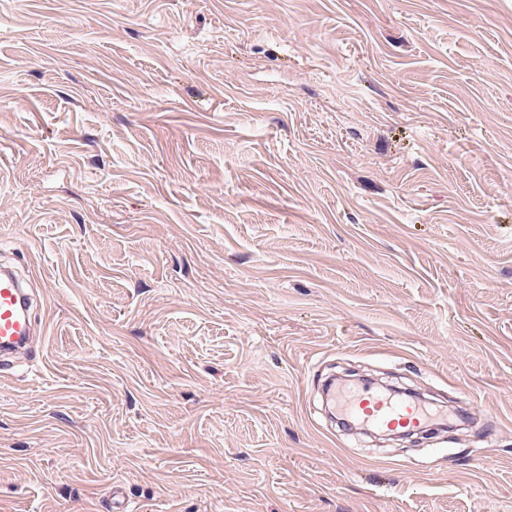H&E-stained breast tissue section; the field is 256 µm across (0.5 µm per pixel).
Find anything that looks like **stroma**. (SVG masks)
Here are the masks:
<instances>
[{
    "mask_svg": "<svg viewBox=\"0 0 512 512\" xmlns=\"http://www.w3.org/2000/svg\"><path fill=\"white\" fill-rule=\"evenodd\" d=\"M0 263V512H512V0H0ZM31 298L25 283L14 273L0 272V367L24 348L33 335L29 317ZM340 403L352 417L388 431L413 434L425 430L432 420L416 401L396 400L369 385L340 395Z\"/></svg>",
    "mask_w": 512,
    "mask_h": 512,
    "instance_id": "35a3bbf8",
    "label": "stroma"
}]
</instances>
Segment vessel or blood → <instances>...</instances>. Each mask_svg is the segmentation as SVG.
Returning <instances> with one entry per match:
<instances>
[{"instance_id": "1", "label": "vessel or blood", "mask_w": 512, "mask_h": 512, "mask_svg": "<svg viewBox=\"0 0 512 512\" xmlns=\"http://www.w3.org/2000/svg\"><path fill=\"white\" fill-rule=\"evenodd\" d=\"M31 298L24 282L13 272H0V367L24 348L33 334L29 317ZM328 397L340 403L354 418L388 431L416 433L425 430L430 412L416 401L397 400L392 396L364 387L345 394L328 388Z\"/></svg>"}]
</instances>
